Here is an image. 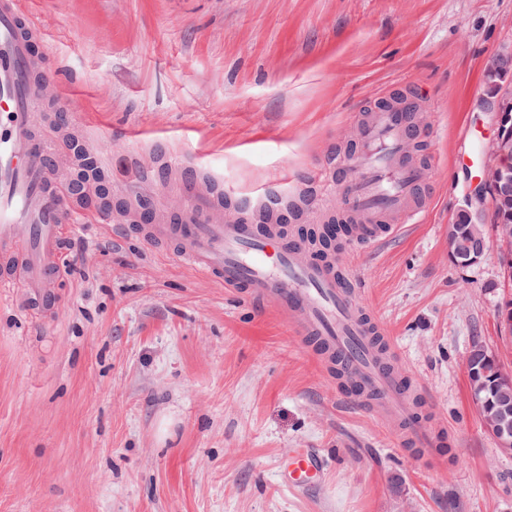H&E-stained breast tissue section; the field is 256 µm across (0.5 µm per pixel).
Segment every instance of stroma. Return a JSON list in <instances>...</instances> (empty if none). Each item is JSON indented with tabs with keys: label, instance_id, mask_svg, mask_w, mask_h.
<instances>
[{
	"label": "stroma",
	"instance_id": "35a3bbf8",
	"mask_svg": "<svg viewBox=\"0 0 512 512\" xmlns=\"http://www.w3.org/2000/svg\"><path fill=\"white\" fill-rule=\"evenodd\" d=\"M54 80L45 100L99 148L112 192L181 200L157 151L225 194L293 198L353 140L355 116L411 96L434 134L425 219L346 269L432 397L449 450L418 454L344 398L278 313L193 271L128 224L77 215L46 310L0 291V512H512V454L484 429L466 358L499 353L496 258L469 268L446 227L473 182L455 163L512 46V0H22ZM149 178L138 182L130 163ZM326 460L296 493L282 465ZM325 460L312 448H304L288 458L284 477L288 487L304 491L318 488L325 477Z\"/></svg>",
	"mask_w": 512,
	"mask_h": 512
}]
</instances>
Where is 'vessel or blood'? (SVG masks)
<instances>
[{
	"mask_svg": "<svg viewBox=\"0 0 512 512\" xmlns=\"http://www.w3.org/2000/svg\"><path fill=\"white\" fill-rule=\"evenodd\" d=\"M36 37L22 0H0V289H23L25 308L63 273L74 209L67 178L51 163L60 147L51 136L59 116L34 110L42 97L29 72ZM415 111L408 96L382 105L361 119L355 148L315 174L318 186L336 185L341 215L359 222L357 240L365 249L420 223L427 209L431 170L407 160L422 138ZM206 179L205 172L190 170L180 187L187 206L172 221L140 225L142 235L173 248L196 272L282 314L328 375L343 372L339 390L376 402L405 450L444 445V435L418 406L425 393L392 369V342L360 304L357 283L338 256L319 254L300 225L280 224L283 199L273 191L242 205L239 219L225 223L220 182L197 190ZM325 468L319 452L304 448L289 457L284 477L290 488L304 491L322 484Z\"/></svg>",
	"mask_w": 512,
	"mask_h": 512,
	"instance_id": "obj_1",
	"label": "vessel or blood"
}]
</instances>
